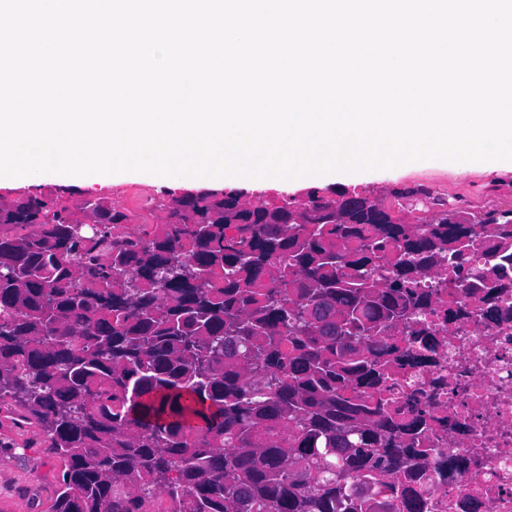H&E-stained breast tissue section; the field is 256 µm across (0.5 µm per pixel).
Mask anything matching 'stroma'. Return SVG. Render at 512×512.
<instances>
[{"instance_id": "35a3bbf8", "label": "stroma", "mask_w": 512, "mask_h": 512, "mask_svg": "<svg viewBox=\"0 0 512 512\" xmlns=\"http://www.w3.org/2000/svg\"><path fill=\"white\" fill-rule=\"evenodd\" d=\"M446 198L449 208L480 220L489 207L512 208V171L491 173L482 167L448 168L419 161L385 169L353 181L352 190L371 198L413 185ZM61 461L18 408H0V512H53Z\"/></svg>"}]
</instances>
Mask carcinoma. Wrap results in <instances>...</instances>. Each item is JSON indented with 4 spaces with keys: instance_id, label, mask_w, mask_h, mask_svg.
Returning <instances> with one entry per match:
<instances>
[{
    "instance_id": "1",
    "label": "carcinoma",
    "mask_w": 512,
    "mask_h": 512,
    "mask_svg": "<svg viewBox=\"0 0 512 512\" xmlns=\"http://www.w3.org/2000/svg\"><path fill=\"white\" fill-rule=\"evenodd\" d=\"M333 195L172 193L168 222L110 251L126 214L102 198L93 226L44 194L0 209V404L63 461L53 512H389L357 477L427 512L388 478L429 464L431 417L414 391L406 422L384 414L389 368L422 357L376 338L429 307L422 275L461 269L477 227L511 264L512 209L475 223L433 197L437 220L411 224Z\"/></svg>"
}]
</instances>
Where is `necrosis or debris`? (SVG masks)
<instances>
[{"label":"necrosis or debris","instance_id":"obj_1","mask_svg":"<svg viewBox=\"0 0 512 512\" xmlns=\"http://www.w3.org/2000/svg\"><path fill=\"white\" fill-rule=\"evenodd\" d=\"M505 271L506 288L489 302L499 322L484 320L482 292L449 287L452 272L443 269L422 280L435 293L426 313L384 337L403 346L417 330L432 341L417 368L402 370L385 409L405 419L404 397L414 390L433 416L421 445L433 449L439 467L401 476L425 497L427 512H512V264Z\"/></svg>","mask_w":512,"mask_h":512}]
</instances>
